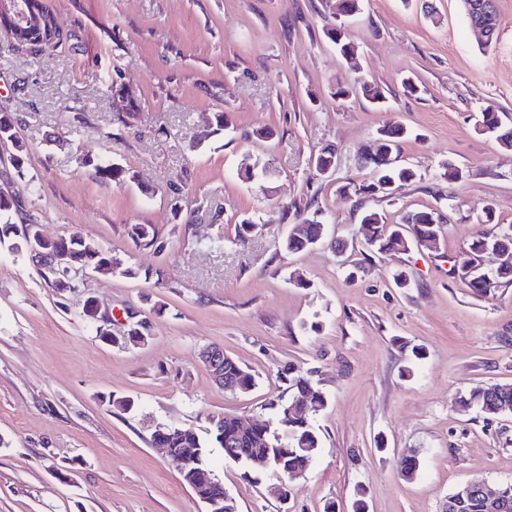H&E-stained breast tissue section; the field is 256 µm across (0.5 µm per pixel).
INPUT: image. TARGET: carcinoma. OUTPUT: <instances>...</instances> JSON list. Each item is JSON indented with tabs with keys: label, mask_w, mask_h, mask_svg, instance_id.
<instances>
[{
	"label": "carcinoma",
	"mask_w": 512,
	"mask_h": 512,
	"mask_svg": "<svg viewBox=\"0 0 512 512\" xmlns=\"http://www.w3.org/2000/svg\"><path fill=\"white\" fill-rule=\"evenodd\" d=\"M482 8V16L488 26L500 30V17L497 0H472ZM30 24L25 26L17 44L39 52L44 48L59 45L64 36L55 17L44 0H33L27 9ZM327 37L343 55L352 54L355 44L350 33L342 23L331 28ZM359 94L374 104L385 102L381 88L368 83H359L348 90L341 89L337 95ZM19 117L0 108V136L4 139L17 133ZM476 125L480 132L493 138L504 148H512V125L507 127L497 112H482ZM407 129L399 123H391L381 129L376 141L378 148L374 153L372 166L379 168L375 182L360 187L365 193L381 192L379 182L384 179L394 184V188L421 179V174L411 167L388 165V154L397 151L400 142L406 137ZM85 166L93 167L96 177L104 183H121L129 177L127 170L120 164L106 160H93L89 156L81 157ZM17 200L0 192V244L10 241L15 250L27 249L26 232L19 231L12 222V213L16 211ZM321 210L316 208L304 218L302 223L290 227L283 242L288 252H297L321 241L324 224L319 218ZM442 215L432 209L412 210L403 216V222L392 226L385 223L382 214L368 210L364 212L361 224L367 230L366 245L371 250L407 251L413 246L427 247L440 241V223ZM128 236L137 247L152 248L158 244V235L151 224H133ZM59 245L68 246L78 260L77 267L96 266L105 272L119 274L126 278H137L140 271L125 266L101 246L85 239L79 233H70L59 237ZM450 274L459 278L475 296H483L502 286L512 285V225L499 229L494 234H477L468 248L456 255L450 267ZM224 386L229 392H247L255 386V378L240 363L231 357H224ZM288 402L272 400L267 403L272 411L268 420L255 422L256 430L243 433L239 430L238 420L230 415L211 414L207 416L209 427L202 437L191 428L175 424L165 425L164 430L154 426L151 434L152 444L159 448H171V459L179 462L182 449H198V457L185 471L181 472L183 481L193 483L192 472L209 468L208 456L211 449L220 448L224 458L242 455L240 462L246 472H258L249 459L266 458L267 470L286 479L289 489L294 482L306 473L322 449V441L315 425V416L323 411L329 402L328 395L313 383L309 375L288 369ZM459 403L466 407H476L487 421L512 414V384H491L477 387L460 398ZM501 506H493L481 495L473 494L459 512H512V479L502 481Z\"/></svg>",
	"instance_id": "carcinoma-1"
}]
</instances>
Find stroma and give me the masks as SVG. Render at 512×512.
<instances>
[{"instance_id":"obj_1","label":"stroma","mask_w":512,"mask_h":512,"mask_svg":"<svg viewBox=\"0 0 512 512\" xmlns=\"http://www.w3.org/2000/svg\"><path fill=\"white\" fill-rule=\"evenodd\" d=\"M432 3L362 0L346 58L326 36L331 0H46L65 40L37 53L0 29V107L18 115L28 149L21 178L13 146L0 145V188L22 202L14 222L81 233L150 273H94L60 293L0 244V512H207L152 446L155 424L202 434L210 414L269 418L292 366L330 398L315 418L322 451L284 502L281 476L212 449L237 512H323L329 501L352 512L360 488L368 512H445L462 483L512 479V415L487 422L458 403L512 383V287L473 297L448 263L481 231L484 205L512 224V149L476 127L478 112L512 113V0H498L500 39L487 51L460 0ZM360 79L387 107L337 98ZM115 81L138 98L121 123ZM393 121L409 132L399 160L421 178L391 198L360 194L373 175L358 158ZM261 124L273 139L254 137ZM326 147L338 156L331 177L313 165ZM83 153L129 180L100 182ZM248 159L268 175L242 178ZM449 163L462 179H443ZM310 205L323 211L321 242L285 251ZM426 208L446 218L439 250L366 249L362 210L397 224ZM246 219L257 228L243 244ZM132 224L155 225L159 249L136 247ZM400 271L407 287L393 281ZM90 296L117 317L139 309L148 343L101 341L83 313ZM209 344L249 368L250 392L213 382L198 358ZM414 344L427 357L413 366ZM113 394L133 408L117 411ZM409 455L421 461L410 481Z\"/></svg>"}]
</instances>
